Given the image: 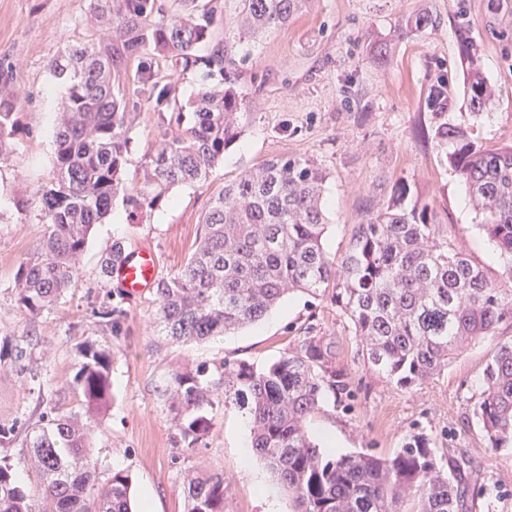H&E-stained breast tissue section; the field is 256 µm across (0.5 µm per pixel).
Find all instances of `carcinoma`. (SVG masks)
<instances>
[{"label":"carcinoma","instance_id":"cac0c4a2","mask_svg":"<svg viewBox=\"0 0 512 512\" xmlns=\"http://www.w3.org/2000/svg\"><path fill=\"white\" fill-rule=\"evenodd\" d=\"M240 38L255 40L288 26L311 0H237ZM96 36L50 68L68 80L55 136V182L40 194L42 240L16 272L19 302L40 313L72 284L93 227L123 196L131 216L150 214L178 184L206 178L240 133L243 96L236 55L213 41L224 25L220 0H90ZM427 11L410 16L400 35L433 25ZM208 52L200 54L202 47ZM472 111L496 94L461 39ZM175 70L204 68L216 78L181 106L178 82L158 76L153 59ZM140 65L139 87L126 90L127 65ZM23 92L0 72V151L19 123ZM159 113V139L142 187L123 182L139 99ZM428 106H448V80L437 82ZM432 142L463 182L482 226L508 262L496 278L448 239L429 204L405 206L408 188L393 187L386 205L358 224L339 262L323 244L326 172L307 158L275 156L241 172L211 197L202 234L177 273L155 283L157 335L172 343L201 342L261 321L293 291L321 296L350 319L369 369L400 387L441 373L473 342L512 322V145L488 149L467 128L443 122ZM126 253L116 240L101 257L103 285ZM126 311L112 303L99 313L111 333ZM76 389L82 412H43L26 433L39 489L32 494L0 457V512H132L131 479L114 471L98 479L90 456L92 425L112 399V350L92 340L76 347ZM171 421L187 447L212 426L214 411L232 403L252 423V447L293 504V512H470L469 485L437 463L430 438L414 435L389 457L366 452L331 455L309 437L308 418L327 394L347 392L319 336H306L278 359L255 366L224 361V393L202 371L171 375ZM475 414L491 447L512 446V342L486 365ZM186 512H224V477L198 473L184 486Z\"/></svg>","mask_w":512,"mask_h":512}]
</instances>
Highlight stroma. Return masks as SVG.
I'll list each match as a JSON object with an SVG mask.
<instances>
[{"mask_svg":"<svg viewBox=\"0 0 512 512\" xmlns=\"http://www.w3.org/2000/svg\"><path fill=\"white\" fill-rule=\"evenodd\" d=\"M236 7V0H225L224 25L214 36L243 58L240 138L206 181L173 187L147 219H129L125 203L115 201L124 223L96 225L71 288L32 314L19 304L14 278L46 229L37 193L54 176V132L67 96L48 63L66 46L91 39V7L90 0H0V64L11 67L12 86L24 92L19 127L0 157V424L23 430L49 408L77 411L75 346L90 339L113 352V399L91 447L100 478L126 471L135 512L147 506L186 512L184 479L204 471L224 478V512H267L256 487L272 484L269 471L259 460L248 473L240 464L245 415L232 404L219 409L210 432L186 450L170 421V376L187 366L220 385L225 361L267 364L311 332L331 346L349 383L347 397L326 398L309 418L316 443L332 434L336 452L388 456L411 436L427 435L440 466L463 461L466 481L482 486L471 512H512V447L491 448L474 415L487 362L498 343L512 340L510 323L468 346L440 374L402 388L368 368L338 307L306 293L285 296L258 324L201 343L157 336L151 293L124 301L120 334L94 316L107 302L100 259L113 240L130 249L153 247L161 276L176 273L209 199L225 181L273 156L308 158L327 173L324 246L331 260H340L355 225L403 183L410 200L433 205L437 221L472 260L496 276L505 268L463 183L414 130L446 121L470 128L484 147L512 144V0H312L287 27L249 43L240 41L232 21ZM421 10L433 12L438 26L398 37L405 18ZM463 31L499 89L480 112L471 111L465 91ZM373 44L387 45L386 61L369 60ZM441 75L449 101L439 116L426 100ZM160 122L149 104L140 105L123 175L128 189L142 183Z\"/></svg>","mask_w":512,"mask_h":512,"instance_id":"35a3bbf8","label":"stroma"}]
</instances>
